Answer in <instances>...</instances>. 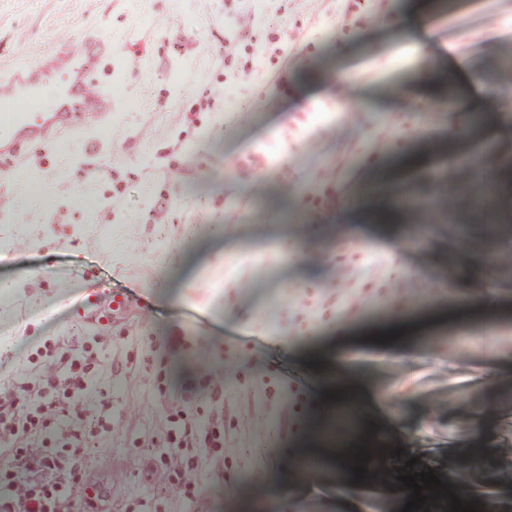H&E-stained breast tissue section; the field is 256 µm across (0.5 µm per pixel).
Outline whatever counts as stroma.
<instances>
[{"instance_id": "35a3bbf8", "label": "stroma", "mask_w": 512, "mask_h": 512, "mask_svg": "<svg viewBox=\"0 0 512 512\" xmlns=\"http://www.w3.org/2000/svg\"><path fill=\"white\" fill-rule=\"evenodd\" d=\"M508 28L512 0H0V72L114 47L111 126L0 165V389L81 364L111 512H398L409 461L512 504V221L470 223L461 164L512 158ZM96 284L126 321L82 323ZM394 322L410 355L360 343ZM317 352L387 460L363 482L303 467Z\"/></svg>"}]
</instances>
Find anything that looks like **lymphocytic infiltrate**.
I'll use <instances>...</instances> for the list:
<instances>
[{
	"mask_svg": "<svg viewBox=\"0 0 512 512\" xmlns=\"http://www.w3.org/2000/svg\"><path fill=\"white\" fill-rule=\"evenodd\" d=\"M20 388L30 396L23 409L12 393H0V431L14 449L11 470L0 480V512H58L60 504L72 496L85 447L99 434L95 424L77 409L89 382L69 368L22 379ZM60 391L70 398L63 411L66 430L60 436L64 447L72 451L66 459L43 452L58 437L50 431L44 413L55 406Z\"/></svg>",
	"mask_w": 512,
	"mask_h": 512,
	"instance_id": "f902f5d3",
	"label": "lymphocytic infiltrate"
}]
</instances>
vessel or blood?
I'll return each mask as SVG.
<instances>
[{
    "instance_id": "vessel-or-blood-1",
    "label": "vessel or blood",
    "mask_w": 512,
    "mask_h": 512,
    "mask_svg": "<svg viewBox=\"0 0 512 512\" xmlns=\"http://www.w3.org/2000/svg\"><path fill=\"white\" fill-rule=\"evenodd\" d=\"M111 56L110 40L84 37L73 47L22 60L0 75V161L21 163L51 140L110 126L112 89L96 80L95 71ZM130 310L128 297L96 286L78 300L80 317L89 325H107Z\"/></svg>"
}]
</instances>
